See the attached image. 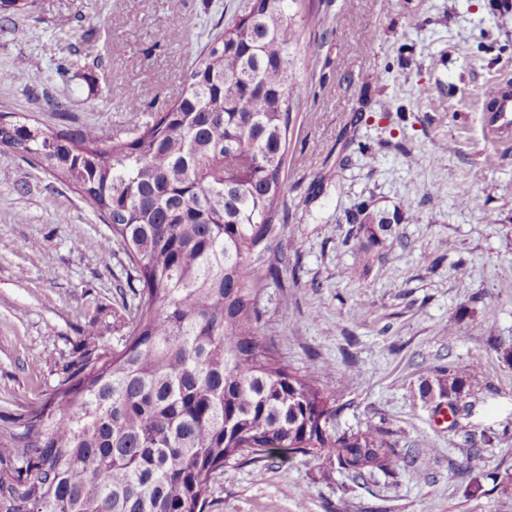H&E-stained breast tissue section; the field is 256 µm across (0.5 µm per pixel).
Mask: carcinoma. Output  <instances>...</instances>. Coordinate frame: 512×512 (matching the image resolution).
I'll use <instances>...</instances> for the list:
<instances>
[{
    "label": "carcinoma",
    "instance_id": "cac0c4a2",
    "mask_svg": "<svg viewBox=\"0 0 512 512\" xmlns=\"http://www.w3.org/2000/svg\"><path fill=\"white\" fill-rule=\"evenodd\" d=\"M314 19L300 0H248L194 58L171 106L103 143L0 120V145L75 187L126 245L142 284L123 302L121 346L84 332L51 397L0 423V512H209L226 465L325 457L362 477L399 457L378 426L339 432L321 381L259 336L263 277L250 258L273 230L293 106L294 50ZM367 251L392 224L358 205ZM456 373L422 386L451 413Z\"/></svg>",
    "mask_w": 512,
    "mask_h": 512
}]
</instances>
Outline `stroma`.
<instances>
[{
    "label": "stroma",
    "mask_w": 512,
    "mask_h": 512,
    "mask_svg": "<svg viewBox=\"0 0 512 512\" xmlns=\"http://www.w3.org/2000/svg\"><path fill=\"white\" fill-rule=\"evenodd\" d=\"M246 2L0 9V113L125 134L180 96L199 49ZM305 5L319 22L301 40L318 51L301 66L308 95L292 111L269 248L252 260L280 268L258 299L259 332L324 376L337 430L384 426L401 461L362 479L302 456L228 467L210 512H512V143L486 130L491 95L512 78V0ZM174 19L178 43L165 36ZM466 193L481 209L459 205ZM361 202L394 227L367 253L347 221ZM92 238L110 239L109 258L75 248ZM136 281L75 189L0 147L1 418L49 396L89 325L99 347L120 346ZM446 369L472 379L451 424L420 394Z\"/></svg>",
    "instance_id": "obj_1"
}]
</instances>
